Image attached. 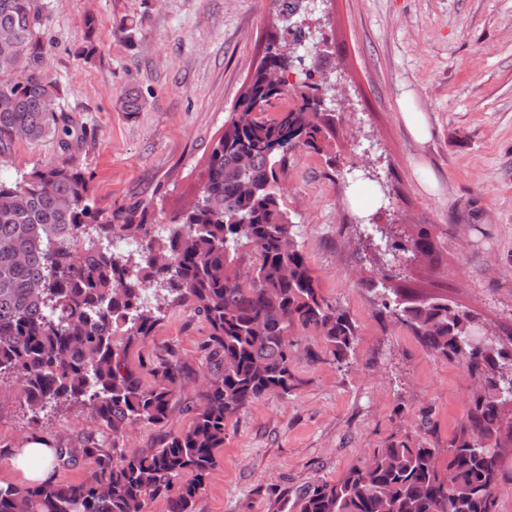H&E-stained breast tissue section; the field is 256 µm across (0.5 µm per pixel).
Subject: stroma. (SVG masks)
<instances>
[{"instance_id":"1","label":"stroma","mask_w":512,"mask_h":512,"mask_svg":"<svg viewBox=\"0 0 512 512\" xmlns=\"http://www.w3.org/2000/svg\"><path fill=\"white\" fill-rule=\"evenodd\" d=\"M48 17L45 73L86 131L75 159L98 208L148 210L155 233L201 189L200 173L265 54L271 0H39ZM305 18L336 86L335 161L305 150L281 179L288 212L323 296L359 340L347 366L297 357L295 387L228 425L194 512H294L296 490L340 479L393 442L447 449L471 407L473 380L383 313L365 280L397 266L414 296L472 311L481 333L512 346V0H310ZM136 39L127 42L126 29ZM97 47L91 57L86 41ZM142 107L124 111L123 89ZM55 140L16 143L0 177L67 162ZM403 236L427 229L435 275L378 254L362 217ZM206 323L167 309L130 350L131 367L175 349L187 376L168 420L140 424L126 450L186 428L207 366ZM89 412L62 404L32 421L14 379L0 380V483L24 485L14 462L31 443L78 444Z\"/></svg>"}]
</instances>
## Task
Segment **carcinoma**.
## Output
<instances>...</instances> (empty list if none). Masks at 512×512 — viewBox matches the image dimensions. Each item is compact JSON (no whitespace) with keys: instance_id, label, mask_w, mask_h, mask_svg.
<instances>
[{"instance_id":"1","label":"carcinoma","mask_w":512,"mask_h":512,"mask_svg":"<svg viewBox=\"0 0 512 512\" xmlns=\"http://www.w3.org/2000/svg\"><path fill=\"white\" fill-rule=\"evenodd\" d=\"M272 4L276 28L267 33L262 62L210 149L201 190L171 219L167 237L152 234L146 208L112 222L95 207L73 160L0 178V376L19 385L33 421L47 407L74 402L102 429L79 448H53L62 465L93 459L84 482L0 484V512H145L154 497L167 498L168 512H194L229 422L259 398L293 389L291 352L302 337H319L338 364L353 353L356 326L322 295L280 180L294 150L333 151L335 115L322 106L327 76L315 51L302 84L268 81L269 73L304 61L281 46L298 47L310 33L306 0ZM44 28L38 0H0V160L18 141L52 138L70 154L85 139L65 109L46 108L60 100V88L42 68ZM285 97L292 108L272 119L257 115ZM129 234L140 250L114 255L112 238ZM382 251L439 266L438 245L423 229L405 245L385 237ZM384 279L370 282L384 311L485 389L445 459L437 448L403 441L376 448L339 480L299 488L297 512H495L498 451L502 437H512V419L503 414L512 384L502 380L512 372V348L491 339L477 345L472 312L442 297L399 301L389 296L392 276ZM182 305L209 328L200 348L208 380L192 421L159 448L119 453L134 426L165 423L186 377L172 348L146 365L151 386L128 362L130 348L154 334L165 310ZM445 471L453 474L450 486Z\"/></svg>"}]
</instances>
